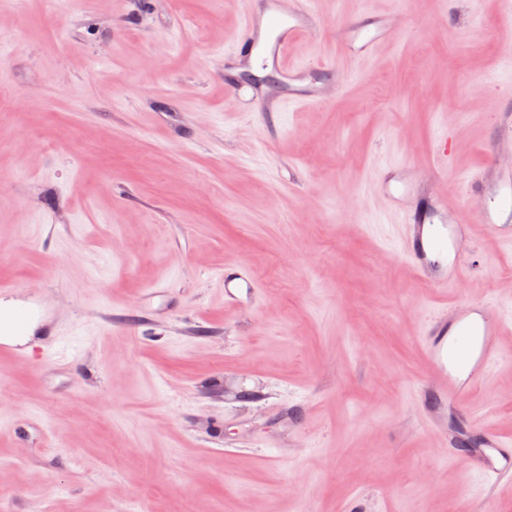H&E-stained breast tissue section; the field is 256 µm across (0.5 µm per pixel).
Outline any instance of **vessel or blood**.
I'll use <instances>...</instances> for the list:
<instances>
[{"label": "vessel or blood", "instance_id": "obj_1", "mask_svg": "<svg viewBox=\"0 0 512 512\" xmlns=\"http://www.w3.org/2000/svg\"><path fill=\"white\" fill-rule=\"evenodd\" d=\"M388 22L375 13L360 15L343 31L339 50L352 60L373 57L387 40ZM316 20L308 0L289 7L288 0H264L249 14L237 35L235 57L275 64L288 75V86L272 98L257 97L256 111L273 112L281 104L318 106L347 89L344 73H336L333 85L308 82L307 65L291 61L290 52L303 36L314 30ZM497 135L486 141L488 165L478 178L467 185V193L476 204L483 224L505 245H512V166L501 164L503 143H512V114L499 115ZM388 196H400L408 218L404 255L416 273L430 287L448 289L460 279L466 260L459 243L470 232L469 224L449 223L448 201L439 195L418 197L411 184L387 188ZM247 265L238 263L224 269V299L238 300L235 285L251 284ZM505 329L500 316L488 306L466 301L453 309L425 319L419 338L421 349L434 366L432 379L425 382L422 406L432 414L447 405H455L464 422H471L468 400L485 384L491 366L498 358L497 338ZM483 478L489 491L512 486V442L485 434L482 448L467 456Z\"/></svg>", "mask_w": 512, "mask_h": 512}]
</instances>
